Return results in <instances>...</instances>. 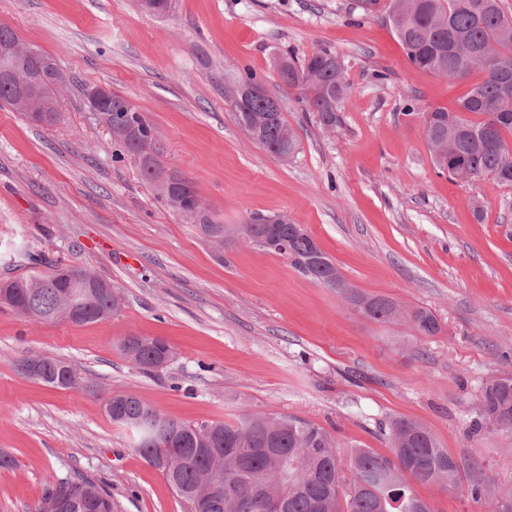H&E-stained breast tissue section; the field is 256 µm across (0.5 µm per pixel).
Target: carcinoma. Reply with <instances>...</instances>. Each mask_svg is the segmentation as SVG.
<instances>
[{
    "mask_svg": "<svg viewBox=\"0 0 512 512\" xmlns=\"http://www.w3.org/2000/svg\"><path fill=\"white\" fill-rule=\"evenodd\" d=\"M140 9L157 16L169 14L172 0H137ZM387 10L409 62L417 69L442 77L483 75L458 103V110L434 108L422 115L423 134L435 167L457 182L491 177L512 189V96L500 94V84L512 83V16L502 0H388ZM49 55L30 54L0 58V103L18 111L15 100L27 90L21 78L39 74ZM277 71L282 83L305 90V83L321 87L324 95L305 98L316 124L334 130L339 107L349 86L341 61L321 47L298 63L281 55ZM259 83L252 75L224 74V96L241 129L270 154H294L298 137L288 125L279 102L267 93H254ZM110 131L132 128L137 139L116 137L130 156L137 145L156 146V133L144 113L126 98L114 94L108 102ZM141 179L155 196L195 221L203 238L219 247L244 241L261 248L268 236L278 238L279 251L300 274L328 287L346 286L335 263L309 235L295 232L288 216L269 223L255 214L243 224H218L206 213L194 183L168 169L155 156L152 165L137 163ZM6 299L0 301L18 315L35 322L67 320L86 324L108 319L122 307L118 289L89 268L59 262L47 271L5 280ZM351 302L369 319L387 323L404 317L416 334L435 336L437 317L426 308L402 311L392 299L350 292ZM122 354L145 373L175 351L166 340L129 332L119 342ZM33 379L60 389L80 386L81 378L68 362L41 354L18 361V369ZM480 406L473 420L474 433L512 425V376L493 378L480 389ZM112 423L129 430L135 450L166 477L191 512H268L267 500L288 498V512H433L411 482L453 488L460 480V465L423 423L392 419L385 433L390 454L370 448L353 450L342 463L336 440L323 427L293 417L245 413L232 422L194 426L162 414L129 394L112 396ZM81 487L74 512H112V496L90 481L69 479L48 482L31 512H45L53 496Z\"/></svg>",
    "mask_w": 512,
    "mask_h": 512,
    "instance_id": "1",
    "label": "carcinoma"
}]
</instances>
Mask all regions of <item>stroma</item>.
I'll return each instance as SVG.
<instances>
[{
    "label": "stroma",
    "mask_w": 512,
    "mask_h": 512,
    "mask_svg": "<svg viewBox=\"0 0 512 512\" xmlns=\"http://www.w3.org/2000/svg\"><path fill=\"white\" fill-rule=\"evenodd\" d=\"M50 55L68 78L58 122L0 108V280L32 273L4 261L16 244L87 266L120 288L107 320L37 323L0 309V512H30L48 480L88 478L113 512H189L112 423L105 399L129 393L190 424L247 412L329 431L340 454L388 453V418L420 421L462 466L457 487L415 485L434 512H485L472 483L512 490V433L471 434L480 386L512 375V189L460 183L434 168L422 112L455 111L479 75L413 67L381 12L361 0H0V25ZM336 52L349 90L340 125L321 130L277 54ZM256 75L299 149L286 160L238 126L224 73ZM104 86L156 130L164 164L191 178L209 216L241 224L284 213L304 225L349 289L424 307L441 331L377 323L284 257L205 241L155 198L123 147L96 124L85 93ZM176 351L146 374L118 343L127 332ZM31 353L69 361L81 385L54 389L16 369Z\"/></svg>",
    "instance_id": "stroma-1"
}]
</instances>
